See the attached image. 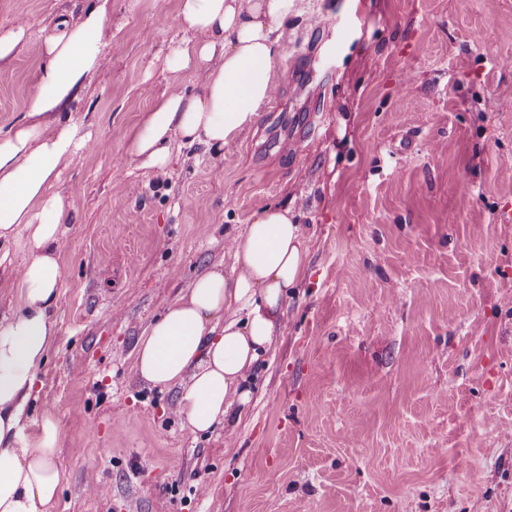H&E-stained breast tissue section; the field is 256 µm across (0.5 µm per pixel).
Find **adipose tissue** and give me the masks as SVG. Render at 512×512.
I'll use <instances>...</instances> for the list:
<instances>
[{
    "label": "adipose tissue",
    "mask_w": 512,
    "mask_h": 512,
    "mask_svg": "<svg viewBox=\"0 0 512 512\" xmlns=\"http://www.w3.org/2000/svg\"><path fill=\"white\" fill-rule=\"evenodd\" d=\"M108 2L59 20L45 37L32 109L0 139V242L23 234L31 247L14 280L18 310L0 321V512H46L61 485L57 420L43 416L27 438L22 417L58 336L53 310L62 285L58 246L66 212L54 185L88 142L55 115L98 67ZM295 12L296 0H179L185 37L167 68L202 72L204 81L198 93L160 98L144 114L130 143L142 167L164 170L177 138L220 151L235 143L273 92L272 74ZM230 252L231 270L217 265L198 275L136 347V374L161 389L180 387L179 412L198 433L249 405L254 374L310 260L291 208L275 203L255 214Z\"/></svg>",
    "instance_id": "obj_1"
}]
</instances>
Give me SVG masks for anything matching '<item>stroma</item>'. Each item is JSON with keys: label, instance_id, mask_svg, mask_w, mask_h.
<instances>
[{"label": "stroma", "instance_id": "35a3bbf8", "mask_svg": "<svg viewBox=\"0 0 512 512\" xmlns=\"http://www.w3.org/2000/svg\"><path fill=\"white\" fill-rule=\"evenodd\" d=\"M110 5L59 114L90 140L54 185L59 336L22 420L59 422L51 512H512V0H297L271 103L231 150L177 142L161 172L130 135L202 76L165 65L178 0ZM89 6L0 0V29L29 31L0 64V137L31 109L45 27ZM272 202L309 273L234 431L192 433L136 347ZM6 250L0 321L30 256Z\"/></svg>", "mask_w": 512, "mask_h": 512}]
</instances>
